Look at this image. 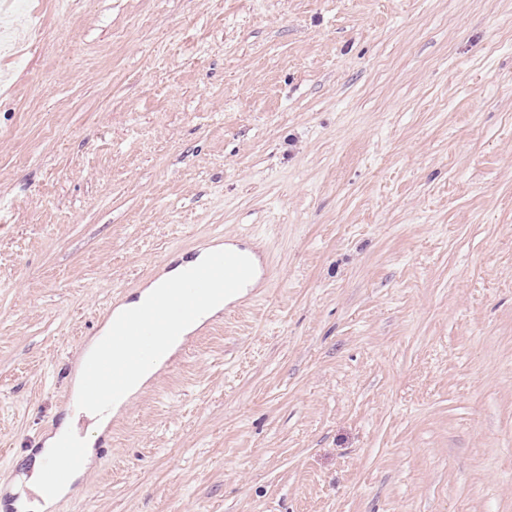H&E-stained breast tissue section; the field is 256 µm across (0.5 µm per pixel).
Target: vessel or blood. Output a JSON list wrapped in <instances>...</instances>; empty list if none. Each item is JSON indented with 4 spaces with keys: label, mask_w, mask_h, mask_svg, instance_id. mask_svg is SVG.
I'll list each match as a JSON object with an SVG mask.
<instances>
[{
    "label": "vessel or blood",
    "mask_w": 512,
    "mask_h": 512,
    "mask_svg": "<svg viewBox=\"0 0 512 512\" xmlns=\"http://www.w3.org/2000/svg\"><path fill=\"white\" fill-rule=\"evenodd\" d=\"M255 275L253 260L234 250L215 254L188 270L177 287L115 328L104 354L88 367L83 403L102 405L121 394L126 379L135 370V361L163 352L201 307L218 296L238 295ZM80 457L78 444H63L50 471V482H64L71 465Z\"/></svg>",
    "instance_id": "b4317fda"
}]
</instances>
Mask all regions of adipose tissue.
I'll list each match as a JSON object with an SVG mask.
<instances>
[{"instance_id":"adipose-tissue-1","label":"adipose tissue","mask_w":512,"mask_h":512,"mask_svg":"<svg viewBox=\"0 0 512 512\" xmlns=\"http://www.w3.org/2000/svg\"><path fill=\"white\" fill-rule=\"evenodd\" d=\"M186 265V260H179L170 269L163 271L154 280L147 283L133 300L127 301L117 308L114 314L115 319L120 320L137 313L162 290L180 281ZM169 357V352L165 351L147 360L141 365L138 374L127 382L126 389L120 398L106 406L88 409L87 414L92 424L85 435H76L70 418H63L53 434L46 439L43 448L34 455L28 475L23 476L21 483L25 486L27 493L20 496L17 502L18 507L23 508L24 512H48L56 501L72 492L74 483L83 477L95 458L96 441L106 431L113 414L154 377ZM75 438L79 439L84 448L81 461L70 469L65 482L50 484L48 474L55 463L57 448L62 442Z\"/></svg>"}]
</instances>
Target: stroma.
I'll list each match as a JSON object with an SVG mask.
<instances>
[{"mask_svg": "<svg viewBox=\"0 0 512 512\" xmlns=\"http://www.w3.org/2000/svg\"><path fill=\"white\" fill-rule=\"evenodd\" d=\"M0 56V512L105 320L272 280L52 512H512V0H23Z\"/></svg>", "mask_w": 512, "mask_h": 512, "instance_id": "1", "label": "stroma"}]
</instances>
